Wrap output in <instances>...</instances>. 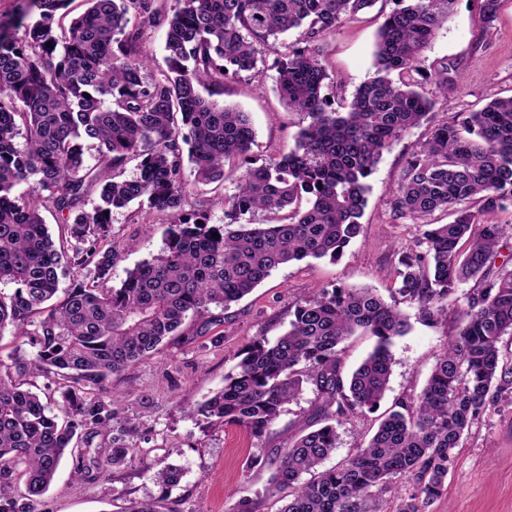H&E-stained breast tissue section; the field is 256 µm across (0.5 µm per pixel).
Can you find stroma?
Segmentation results:
<instances>
[{
	"label": "stroma",
	"instance_id": "35a3bbf8",
	"mask_svg": "<svg viewBox=\"0 0 512 512\" xmlns=\"http://www.w3.org/2000/svg\"><path fill=\"white\" fill-rule=\"evenodd\" d=\"M396 0H377L357 15L344 18L336 31L320 41L328 77L322 88L333 109L346 111L356 88L373 77L377 32ZM259 74L229 81L219 102L247 112L256 130L254 158L285 153L306 123L276 90L269 63ZM415 75L417 89L434 100L427 122L394 141L376 164L368 183L363 234L337 261L305 259L279 267L250 295L224 315L221 326L196 343H170L113 376L112 392L120 398L122 415L134 419L140 435L131 443L125 465H104L98 479L74 483L72 463L63 461L44 498L43 512H121L130 503L159 497L152 479L166 464L181 467L183 476L171 494L177 512H228L243 486L263 489L272 470L246 469L250 455L275 457L290 439L307 432L317 418L312 386L287 405L262 443L252 442L239 427L204 428L192 407L223 387L224 376L236 365L239 351L254 337L281 335L294 304L316 288L344 285L375 289L391 296L390 270L394 249L415 245L420 221L394 213L391 200L408 159L428 139L432 125L447 115L475 111L494 98L512 95V0H502L498 19L483 32L479 0H456L448 21L421 54ZM452 76L441 87L442 76ZM165 214L131 204L112 213V243L117 256L112 286H120L127 270L160 252ZM456 314L446 323L428 327L415 321L407 336L392 347L389 389L381 404L389 410L400 398L417 396L424 387L443 345L453 334ZM379 413L349 418L338 429L335 452L326 467L344 464L376 430ZM429 512H512V407L493 412L474 424L448 472L442 496Z\"/></svg>",
	"mask_w": 512,
	"mask_h": 512
}]
</instances>
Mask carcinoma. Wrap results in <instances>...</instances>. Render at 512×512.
I'll use <instances>...</instances> for the list:
<instances>
[{
	"label": "carcinoma",
	"instance_id": "obj_1",
	"mask_svg": "<svg viewBox=\"0 0 512 512\" xmlns=\"http://www.w3.org/2000/svg\"><path fill=\"white\" fill-rule=\"evenodd\" d=\"M404 1L379 28L376 75L346 112L327 109L321 96L327 73L317 42L376 0H173L167 11L155 0H85L61 35L56 16L72 0H31L38 19L23 35L0 32V284L14 285L0 291V332L12 327L31 348L0 359V512H42L75 439L84 448L76 480L98 477L101 453L114 467L125 464L139 429L103 395L112 376L166 339L189 345L208 335L222 322L212 310L229 311L279 266L336 260L359 237L379 157L434 109L410 75L456 2ZM499 6L480 0L485 28ZM145 23L165 27L159 77L147 76ZM290 31L298 37L273 62L277 91L307 124L287 153L257 164L247 113L213 96L226 81L259 72L260 47ZM132 157L139 174L124 179ZM188 164L202 186L224 182L225 165L235 166V192L208 198L188 190ZM473 199L484 213L512 203V96L464 118L449 115L407 162L394 211L417 220L450 210L453 220L428 225L400 253L394 303L370 288L314 290L296 301L283 334L247 343L224 387L195 408L205 427L236 425L260 442L303 387H315L320 427L268 461L266 492L291 490L280 512H384L390 497L396 512H426L471 427L512 406V365L499 348L512 335V267L496 265L512 224L480 222L466 206ZM144 201L167 214L164 247L108 288L116 257L110 212ZM215 203L228 223H208ZM44 209L56 218V237ZM259 212L278 220L255 224ZM468 281L475 287L461 297L466 309L419 395L396 400L345 464L319 470L344 421L376 411L386 395L391 346L411 330L399 304L434 326ZM359 330L376 345L345 378L339 346ZM37 377L61 380L58 410L35 391ZM181 477L173 465L154 472L166 490ZM241 493L232 512H258L261 493ZM164 502L151 498L128 512H175Z\"/></svg>",
	"mask_w": 512,
	"mask_h": 512
}]
</instances>
